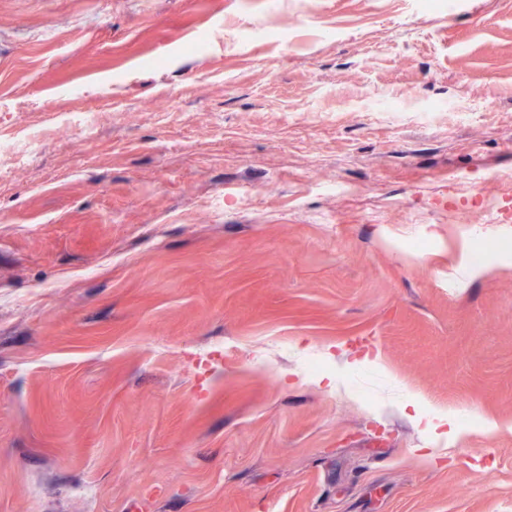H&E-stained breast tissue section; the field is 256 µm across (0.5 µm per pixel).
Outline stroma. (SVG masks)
<instances>
[{
	"instance_id": "1",
	"label": "stroma",
	"mask_w": 512,
	"mask_h": 512,
	"mask_svg": "<svg viewBox=\"0 0 512 512\" xmlns=\"http://www.w3.org/2000/svg\"><path fill=\"white\" fill-rule=\"evenodd\" d=\"M510 241L512 0H0V512H512Z\"/></svg>"
}]
</instances>
